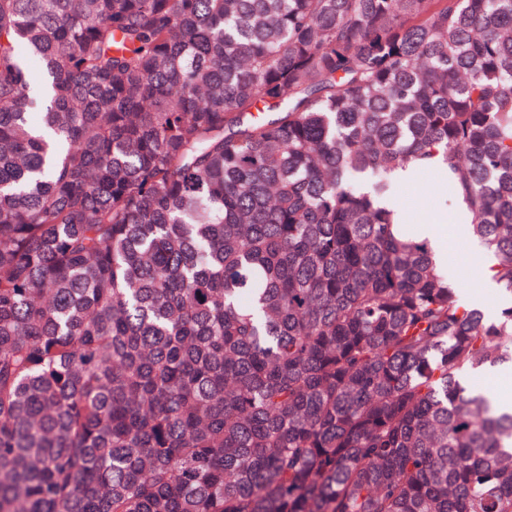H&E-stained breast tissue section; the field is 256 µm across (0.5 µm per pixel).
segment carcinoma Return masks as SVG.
<instances>
[{
	"instance_id": "obj_1",
	"label": "carcinoma",
	"mask_w": 512,
	"mask_h": 512,
	"mask_svg": "<svg viewBox=\"0 0 512 512\" xmlns=\"http://www.w3.org/2000/svg\"><path fill=\"white\" fill-rule=\"evenodd\" d=\"M512 0H0V512H512ZM448 172L444 171H424L420 172L418 183L415 187L402 185L396 181L393 184L391 195L399 196L408 202L407 211L416 217L414 224L411 225L415 233V227L422 221V218L435 209H441L443 205L453 211H456L458 204L452 200L451 194L446 191L443 195L440 193L442 186L447 185ZM418 199L419 202H415ZM455 207V208H454ZM469 236L470 233L468 232L467 238L463 243L458 241H451V249L450 253H448V274L452 278L462 283L463 298L465 301L470 302L473 305L484 307L485 312L488 315L493 316L500 305H503L502 301L500 300L498 290L496 289L498 286L495 284V282L485 278L482 281L483 288H480L477 284L474 269L470 265V259L481 253L471 248V243L474 241ZM457 255H459L460 258L466 256V262L462 264L457 262ZM461 265H466L467 267H460ZM485 288L495 289L492 291H487ZM473 291H479L480 294L475 296ZM477 384L491 386L493 392L501 390L512 391V362L498 366L494 373L486 378L476 379Z\"/></svg>"
}]
</instances>
